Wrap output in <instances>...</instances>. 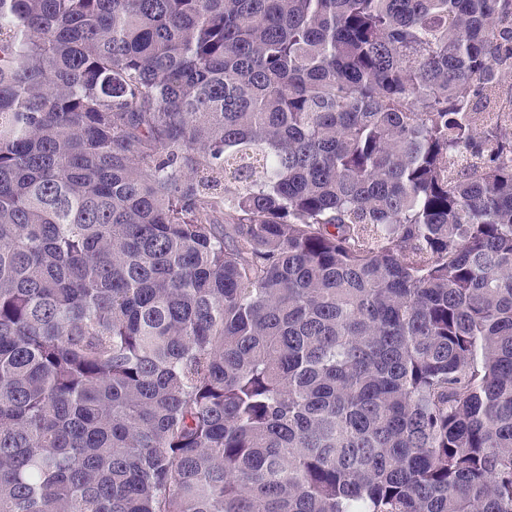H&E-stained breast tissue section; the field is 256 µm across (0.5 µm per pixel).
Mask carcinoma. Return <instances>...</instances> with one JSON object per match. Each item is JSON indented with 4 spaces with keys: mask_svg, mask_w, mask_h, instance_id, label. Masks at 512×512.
<instances>
[{
    "mask_svg": "<svg viewBox=\"0 0 512 512\" xmlns=\"http://www.w3.org/2000/svg\"><path fill=\"white\" fill-rule=\"evenodd\" d=\"M509 69L512 0H0V512H512Z\"/></svg>",
    "mask_w": 512,
    "mask_h": 512,
    "instance_id": "1",
    "label": "carcinoma"
}]
</instances>
